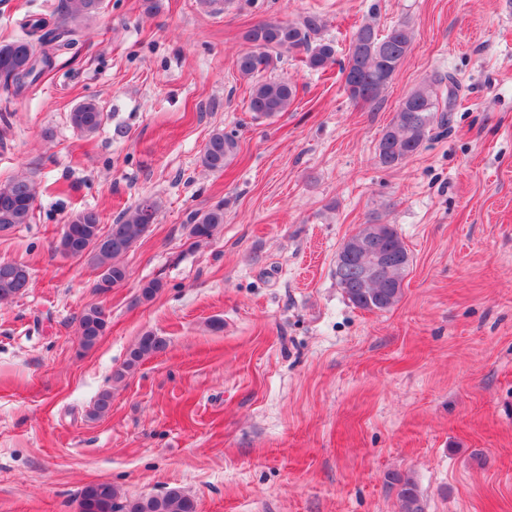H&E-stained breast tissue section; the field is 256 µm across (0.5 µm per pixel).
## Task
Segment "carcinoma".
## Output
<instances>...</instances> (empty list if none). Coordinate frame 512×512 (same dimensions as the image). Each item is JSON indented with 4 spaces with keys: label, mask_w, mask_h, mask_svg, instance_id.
I'll use <instances>...</instances> for the list:
<instances>
[{
    "label": "carcinoma",
    "mask_w": 512,
    "mask_h": 512,
    "mask_svg": "<svg viewBox=\"0 0 512 512\" xmlns=\"http://www.w3.org/2000/svg\"><path fill=\"white\" fill-rule=\"evenodd\" d=\"M103 9L104 0H59L57 14L60 21L51 24L39 19L30 24L27 37L1 43L0 89L8 95L19 96L33 87L51 66L56 48L72 45L76 27L89 24ZM326 27L327 21L322 16L311 13L298 22H262L245 32L244 39L251 49L237 59V69L250 81L248 109L254 118H275L288 111L295 100L297 89L293 82L267 76L275 69L282 53L303 54L305 66L317 72L336 63L333 42L323 38ZM411 43L412 33L405 25L395 26L385 34L370 22L358 27L341 65L349 97L357 102L376 101L407 56ZM447 83L459 88L453 73L437 74L431 84L412 91L400 103L377 146L382 165L394 167L401 164L417 153L431 131L451 129L448 101H440L438 94ZM104 119L102 108L94 102L81 103L70 112L71 125L85 136L96 134ZM236 154L235 138L218 130L206 142L201 163L211 171H222ZM36 194L35 183L26 176L0 183V233L30 223ZM223 223L224 207L221 205L195 211L188 217L190 236L198 241L211 238ZM145 224L138 205L107 229L102 226L96 210L81 209L68 218L55 251L70 259H88L97 271L94 288L105 294L128 278L122 257L144 236ZM335 276L349 302L362 310L387 311L402 297L381 285L360 287L357 263L352 259L341 271L335 272ZM28 285L29 273L23 266L0 263V303L22 295ZM108 324L102 308L90 306L83 309L78 317L80 351L91 350L105 335ZM166 347L163 337L150 331L143 333L113 379L122 380L144 360L165 351ZM111 408L112 392L105 389L97 395L89 416L100 418ZM386 479L398 486L400 512H424L418 486L410 475L389 473ZM77 502L78 512H197L195 498L177 485L167 487L158 495L123 498L112 483L91 482L80 490Z\"/></svg>",
    "instance_id": "obj_1"
}]
</instances>
